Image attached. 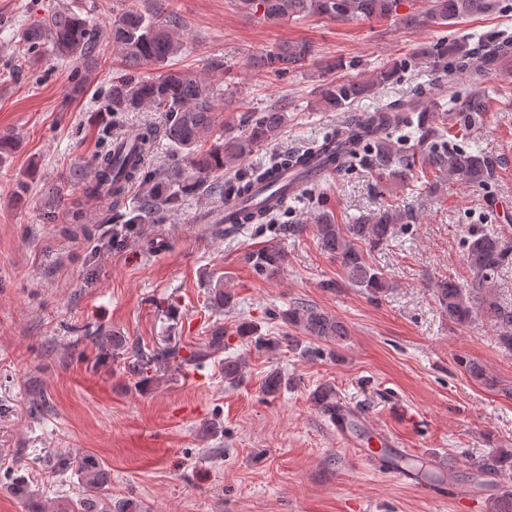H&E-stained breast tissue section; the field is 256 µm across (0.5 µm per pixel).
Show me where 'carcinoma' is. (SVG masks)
Listing matches in <instances>:
<instances>
[{
	"mask_svg": "<svg viewBox=\"0 0 512 512\" xmlns=\"http://www.w3.org/2000/svg\"><path fill=\"white\" fill-rule=\"evenodd\" d=\"M431 7L422 18L410 23L433 22L452 25L460 20L487 12L496 0H430ZM243 9L261 14L263 20L277 23L293 16L330 17L338 20L364 18L387 19L396 14L401 0H240ZM112 46L121 55L124 72L113 79L106 92L105 111L137 112L151 108L163 112L166 123L163 136L187 165L177 161L163 174L150 170L141 156L150 154L157 140L153 126L147 125L135 142L125 143L117 136L106 142L89 165V172L78 169L77 180L85 183L90 196L122 194L136 182L150 185L149 193L138 200L135 208L118 218L127 224H140L174 211L185 197L199 191L213 178L249 156L257 147L276 139L288 121L280 109L261 112L247 130L239 135L217 131L215 98L218 88L188 73L169 70L157 77H141L144 65L165 67L182 49L176 22L159 20L130 5L112 23ZM23 52L46 53L58 62L90 66L96 51L95 29L89 17L71 11H58L38 24L24 28L19 34ZM306 42L286 43L276 49L250 57L255 72L286 73L301 68L311 58ZM436 57L452 68L477 80L475 89L459 98L450 95L462 124L482 121L489 107L483 79L495 68L512 64V39H502L471 48L454 39L440 43ZM401 67H383L369 83L348 80L330 84L321 91V104L333 112L348 108L366 97L374 86L393 82ZM422 104L407 100L399 105H381L361 121L348 128L346 138L330 135L313 142L301 152H286L274 158L270 166L256 170L250 177L234 184L230 194L240 200L239 224H268L276 211L267 206L250 204L263 186H270L282 176L304 172L318 159L325 164L342 166L346 158L365 167L376 177L405 184L420 179L426 188L437 191L449 181H460L473 187L488 182L490 161L480 151L448 145L450 131L436 125L442 111V94L426 95ZM410 215L393 208H383L370 216H359L350 224H339L324 213L317 218L316 235L320 248L335 258L343 268L350 285L370 294L385 293L390 284L370 260V253L391 241L407 225ZM464 260L468 278L460 282L453 277L435 281L432 291L448 319L459 326L481 316L495 328L499 345L512 352V302L505 301L495 288L501 270L512 262V247L505 242V230L486 225L472 231L464 241ZM285 261L276 244H268L249 253L246 262L264 278H273ZM288 323L304 333L328 342H340L348 336L347 326L336 317L311 305H299L285 314ZM225 348L224 328L211 331L198 355L207 356ZM246 367L244 357L224 358V381L235 384ZM283 379L270 372L262 383L267 396L280 393ZM313 405L327 414L336 401V391L320 386L311 393ZM483 466L488 470L512 468V450L500 449ZM58 467L75 468L85 494L78 504L60 502L54 512H112V499L107 490L112 484L111 469L98 458L84 454L64 457ZM9 492L19 499L27 512H46V506L31 489L27 478L19 473L11 477Z\"/></svg>",
	"mask_w": 512,
	"mask_h": 512,
	"instance_id": "carcinoma-1",
	"label": "carcinoma"
}]
</instances>
